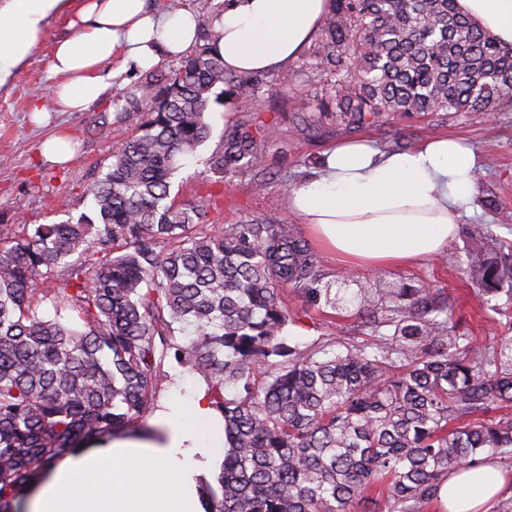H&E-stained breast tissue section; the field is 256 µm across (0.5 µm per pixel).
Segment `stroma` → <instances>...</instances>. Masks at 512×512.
I'll return each mask as SVG.
<instances>
[{
    "mask_svg": "<svg viewBox=\"0 0 512 512\" xmlns=\"http://www.w3.org/2000/svg\"><path fill=\"white\" fill-rule=\"evenodd\" d=\"M66 17L51 18L44 40L11 80L0 86V232L21 225L54 224L92 214L90 190L112 162V148L130 137L131 131L115 120L116 105L140 94L148 71L122 66L113 58L109 70L115 76L105 98L83 112H54L48 123H37L28 107L35 95L48 94L55 82L50 70L57 40L76 37ZM253 119L272 126L264 150V181L255 189V174L246 171L220 179L206 165L225 132L236 123ZM207 120L211 134L195 156L187 158L173 180L172 199L183 202L215 194L216 210L210 214L218 224H239L250 218L272 217L294 236L306 237L304 224L288 209L291 186L318 166L335 143L366 139L382 151L402 150L435 135L458 138L472 150L477 161L479 193L463 206L458 233L445 254L402 267L354 271L357 279H371L385 286L406 283L443 289L457 297L459 315L466 328L484 344L504 332L503 324L488 319L479 306L469 276L465 273V248L480 225H490L498 238L512 241V109L493 114L470 112L461 116L434 112L379 117L363 127L345 128L332 112H317L313 90L297 75L287 96L264 95L254 102H238L233 108L211 102ZM64 132L73 139L74 155L63 165L44 160L41 144ZM307 328H296L288 340L308 343L320 336H356L357 320L333 310L311 311ZM167 381L156 394V407L172 402L190 412L198 395L204 394L202 377L165 362Z\"/></svg>",
    "mask_w": 512,
    "mask_h": 512,
    "instance_id": "1",
    "label": "stroma"
}]
</instances>
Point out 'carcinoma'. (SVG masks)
<instances>
[{"mask_svg":"<svg viewBox=\"0 0 512 512\" xmlns=\"http://www.w3.org/2000/svg\"><path fill=\"white\" fill-rule=\"evenodd\" d=\"M304 63L319 108L363 126L379 115L512 108V49L456 0H331ZM213 8L200 45L150 76L117 113L135 134L115 147L91 194L95 215L0 238V512L85 439L140 436L165 359L204 378L224 419V462L199 480L203 512H429L448 473L512 459V244L471 247L487 316L508 333L488 346L428 288L323 281L308 242L278 221L209 222L210 202L178 203L171 180L210 136L219 84L241 101L280 95L224 69ZM269 129H229L208 159L232 177L262 170ZM55 272L39 292V277ZM311 309L357 317L363 344H288ZM52 302L69 320L39 316Z\"/></svg>","mask_w":512,"mask_h":512,"instance_id":"obj_1","label":"carcinoma"}]
</instances>
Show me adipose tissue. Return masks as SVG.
Segmentation results:
<instances>
[{
  "label": "adipose tissue",
  "instance_id": "1",
  "mask_svg": "<svg viewBox=\"0 0 512 512\" xmlns=\"http://www.w3.org/2000/svg\"><path fill=\"white\" fill-rule=\"evenodd\" d=\"M459 10L512 48V0H457ZM331 0H226L217 50L226 70L281 68L310 44ZM65 16L78 34L55 43L50 89L59 112L84 110L111 85L103 67L115 54L150 69L194 44L199 15L160 13L148 0H0V86L43 41L49 19ZM475 158L461 141L435 136L383 152L343 143L288 192V209L346 269L379 268L443 254L460 209L474 200ZM159 436L117 437L53 464L28 512H201L196 479L224 458V424L206 401L189 418L159 411ZM505 488L489 465L449 476L440 490L448 512H485Z\"/></svg>",
  "mask_w": 512,
  "mask_h": 512
}]
</instances>
